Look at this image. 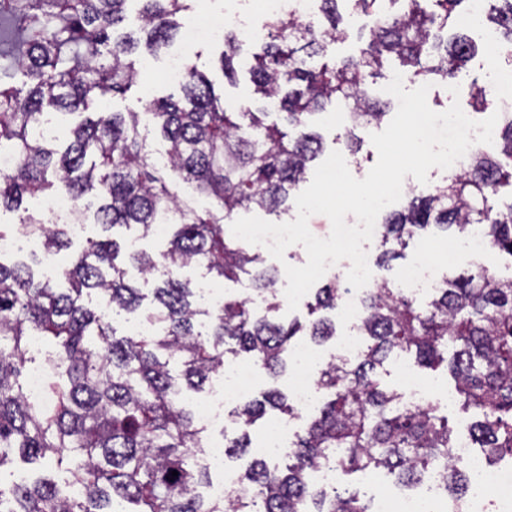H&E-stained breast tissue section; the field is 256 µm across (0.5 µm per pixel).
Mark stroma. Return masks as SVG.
<instances>
[{
	"label": "stroma",
	"instance_id": "stroma-1",
	"mask_svg": "<svg viewBox=\"0 0 512 512\" xmlns=\"http://www.w3.org/2000/svg\"><path fill=\"white\" fill-rule=\"evenodd\" d=\"M261 0H189L187 10L177 15L182 26L196 25L202 22L206 15L222 11L241 12L248 14L260 10ZM339 11L342 15L341 37L330 43L326 55L327 61H335L343 57L359 55L365 42L363 33L373 26L374 19L370 16L354 13L347 0H341ZM224 49V42L220 39L202 40L186 46L182 42H175L169 48L161 50L154 56L141 55L136 59V66L140 72L139 80L125 95L94 99L90 106L91 111L107 109L112 112H130L140 110L145 99L160 98L178 93L179 87L170 83L165 77L167 58L169 55L179 53L189 58L197 69L212 81L217 94L221 96L228 110H236L239 105L250 102L255 108H262L263 101L255 94L254 86L246 70H239L235 81H228L219 68L218 58ZM512 61V52L507 47L498 46L493 50H479L470 59L459 81V95H452L446 83L433 82L428 95L429 107L437 112L447 110L452 102H459L463 111L473 112L471 96L480 88H489L497 72L506 63ZM475 120H484L481 112H473ZM443 236L437 232H427L415 237L398 258L388 264L376 266L375 279L388 278L400 280L401 273L416 259L426 257L445 265L448 278L477 273L479 267L494 270L499 276L508 278L512 276V257L506 254L489 251L482 265H474L468 259L467 252H460L456 261H449L448 250L442 244Z\"/></svg>",
	"mask_w": 512,
	"mask_h": 512
}]
</instances>
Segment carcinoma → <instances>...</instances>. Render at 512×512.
Returning a JSON list of instances; mask_svg holds the SVG:
<instances>
[{
  "label": "carcinoma",
  "instance_id": "obj_1",
  "mask_svg": "<svg viewBox=\"0 0 512 512\" xmlns=\"http://www.w3.org/2000/svg\"><path fill=\"white\" fill-rule=\"evenodd\" d=\"M140 4L134 38L118 30L126 5ZM404 2L393 11L389 6ZM185 0H0V57L23 53L28 89L0 81V155L14 158L0 171V210L19 213V223L42 237L43 251L68 250L67 224L45 230V219L23 207L27 197L50 190L76 200L91 193L103 236L86 239L62 271L66 289L40 273L41 259L0 261V470L11 456L31 462L75 459L69 479L85 489L73 500L60 493L50 474L26 486L0 491V512H370L357 491L319 488L309 472L332 462L344 474L384 469L403 485L443 468V486L460 501L469 476L448 462L456 440L438 409H404L401 392L381 384L378 369L399 353L414 355L421 368L446 365L464 410L472 412L471 440L485 459L512 461V278L483 270L439 288L421 310L399 289L383 281L362 300V354L332 360L319 370L318 389L331 395L297 435L284 469L263 459L240 473L241 491L206 500L197 487L208 473L197 465L205 448L204 428L180 401L183 391H201L224 368L228 352L245 354L270 377L285 369L292 339L304 330L298 321L255 317L246 300L204 305L179 271L201 264L218 279L252 276L265 294L267 309L281 306L276 275L263 256L224 235V220L239 209L287 212L290 192L306 180L309 164L324 152L309 119L333 101L349 104L351 128L336 140L354 155L360 144L353 129L379 124L388 103L370 94L384 63L396 57L411 82L439 77L453 85L476 44L465 34L444 46L437 40L464 17L469 0H351L356 13L374 15L376 24L357 57L313 67L338 32V3L320 0L329 27L315 31L296 19L277 18L267 35L250 41L238 31L224 33L220 68L232 80L246 62L255 93L278 103L279 122L266 124L252 104L229 112L211 81L190 62L178 96L150 100L142 112L88 111L93 96L124 92L138 72L129 56L158 53L175 36L177 13ZM484 23L512 45V0H488ZM443 48V53L433 50ZM51 113L78 114L63 144L48 129ZM167 142L166 163L147 144L144 130ZM500 156L473 154L470 170L454 174L426 196H412L401 211L382 221L380 255L386 261L433 226L464 234L478 227L490 247L512 256V204L495 206L501 188L512 187V122L498 128ZM177 173L191 192L173 191ZM176 227L165 251L133 249L108 235L115 227ZM142 274L153 278L152 309L143 307L141 289L127 280L121 252ZM344 293L338 280L316 289L309 336L317 343L336 336V309ZM107 299L112 312L155 321L146 335L117 334L110 316L87 297ZM210 320L207 333L198 318ZM36 335L54 345L55 380L51 407L30 401L24 390L25 340ZM179 360L181 373H171ZM276 408L289 418L296 407L277 388L233 410L241 434L226 442L228 454L250 447L248 427ZM178 476L172 477L171 472Z\"/></svg>",
  "mask_w": 512,
  "mask_h": 512
}]
</instances>
